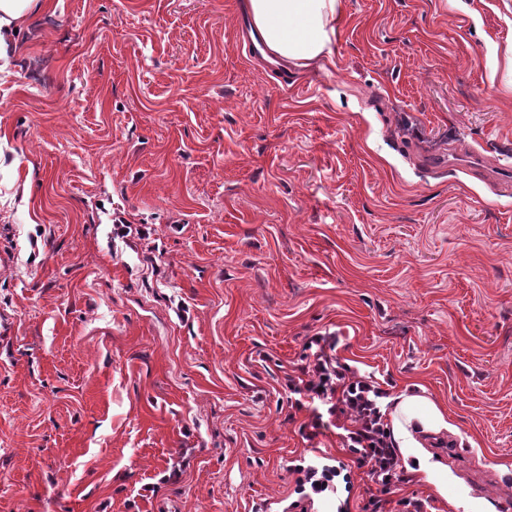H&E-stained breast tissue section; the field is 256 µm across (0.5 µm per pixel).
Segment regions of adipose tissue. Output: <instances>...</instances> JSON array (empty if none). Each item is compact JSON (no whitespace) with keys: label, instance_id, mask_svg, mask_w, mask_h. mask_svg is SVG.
Returning <instances> with one entry per match:
<instances>
[{"label":"adipose tissue","instance_id":"1","mask_svg":"<svg viewBox=\"0 0 512 512\" xmlns=\"http://www.w3.org/2000/svg\"><path fill=\"white\" fill-rule=\"evenodd\" d=\"M339 4L340 0H242L267 53L303 68L330 55ZM388 418L392 440L404 457L416 461L419 472L428 478H438L417 437L447 428L439 407L426 396L403 395L395 400Z\"/></svg>","mask_w":512,"mask_h":512}]
</instances>
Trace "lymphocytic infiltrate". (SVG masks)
Listing matches in <instances>:
<instances>
[{
	"label": "lymphocytic infiltrate",
	"instance_id": "f902f5d3",
	"mask_svg": "<svg viewBox=\"0 0 512 512\" xmlns=\"http://www.w3.org/2000/svg\"><path fill=\"white\" fill-rule=\"evenodd\" d=\"M284 381L295 396V408L319 401L326 404L328 414L337 413L347 419L343 446L350 465L366 471L371 478L363 512H423V501L398 495L404 478L382 410L386 391L349 377L320 352L301 365L298 374H286Z\"/></svg>",
	"mask_w": 512,
	"mask_h": 512
}]
</instances>
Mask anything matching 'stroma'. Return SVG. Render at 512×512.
Masks as SVG:
<instances>
[{"label":"stroma","mask_w":512,"mask_h":512,"mask_svg":"<svg viewBox=\"0 0 512 512\" xmlns=\"http://www.w3.org/2000/svg\"><path fill=\"white\" fill-rule=\"evenodd\" d=\"M46 2L0 73V512H292L348 459L281 384L314 336L452 424L402 496L512 512V0H341L288 72L240 0Z\"/></svg>","instance_id":"obj_1"}]
</instances>
